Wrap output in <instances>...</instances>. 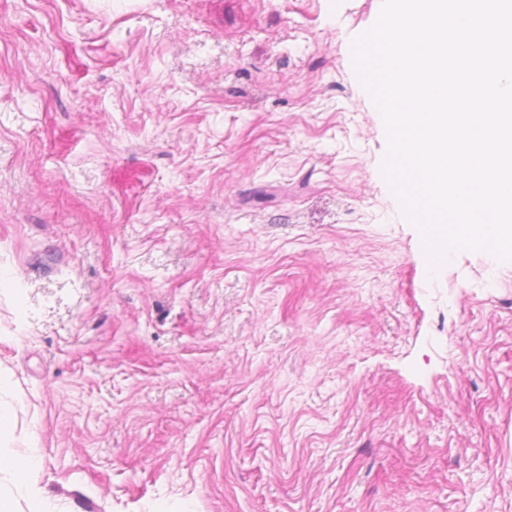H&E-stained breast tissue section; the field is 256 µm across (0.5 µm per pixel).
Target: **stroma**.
<instances>
[{
    "label": "stroma",
    "mask_w": 512,
    "mask_h": 512,
    "mask_svg": "<svg viewBox=\"0 0 512 512\" xmlns=\"http://www.w3.org/2000/svg\"><path fill=\"white\" fill-rule=\"evenodd\" d=\"M382 0H0V453L55 512H512V265L429 274ZM34 468V459L24 454H14L3 458L0 454V475L2 472L9 475V481L28 475Z\"/></svg>",
    "instance_id": "35a3bbf8"
}]
</instances>
